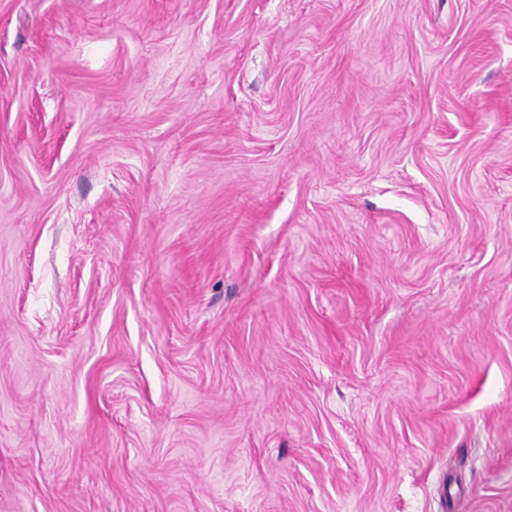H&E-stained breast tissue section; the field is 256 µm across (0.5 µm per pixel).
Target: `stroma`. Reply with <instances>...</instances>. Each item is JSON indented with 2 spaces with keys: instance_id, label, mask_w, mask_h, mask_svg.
<instances>
[{
  "instance_id": "35a3bbf8",
  "label": "stroma",
  "mask_w": 512,
  "mask_h": 512,
  "mask_svg": "<svg viewBox=\"0 0 512 512\" xmlns=\"http://www.w3.org/2000/svg\"><path fill=\"white\" fill-rule=\"evenodd\" d=\"M0 512H512V0H0Z\"/></svg>"
}]
</instances>
